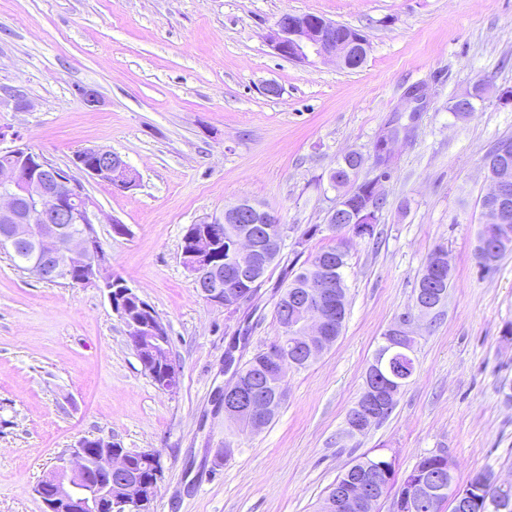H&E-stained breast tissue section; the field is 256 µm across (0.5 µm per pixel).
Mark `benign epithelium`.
<instances>
[{
  "label": "benign epithelium",
  "mask_w": 512,
  "mask_h": 512,
  "mask_svg": "<svg viewBox=\"0 0 512 512\" xmlns=\"http://www.w3.org/2000/svg\"><path fill=\"white\" fill-rule=\"evenodd\" d=\"M276 53L289 60L310 63L315 59L351 68L361 64L368 51L366 36L356 30L336 40L335 24L314 14H284L269 35ZM388 136L375 161V175L364 182L363 201L350 213H342L344 206L336 204L329 212L327 226L336 232L349 233L356 238L368 236L378 223L375 203L383 200L380 186L390 178L394 156ZM75 167L86 175L107 182L118 190H130L138 185L139 176L117 153L99 148H87L74 157ZM364 163L357 151L347 152L339 170L355 175ZM489 189L482 203L485 223L494 225L496 244L504 247L512 243V141L503 139L495 146L494 154L484 162ZM53 171V182L45 178ZM0 223L11 224L18 237L37 241L40 250L55 259L52 273L74 286H93L106 294L112 309H117L112 288L118 283L106 273L108 256L94 225L99 223L95 203L82 183L73 179L61 167L51 164L41 153L20 143V136L0 127ZM230 234L235 255V271L229 273L226 284H221L214 273L212 251ZM281 245L280 221L272 212L250 200H240L224 208L217 220L205 222L194 237V248L182 252L183 263L196 287V293L208 303L235 310L252 296V288L265 276L275 261ZM316 274L309 277L302 289L285 298L280 311L288 318V333L294 352L281 351L284 342L265 350L264 365L252 386L240 381V365L227 356L225 369L232 370V379L224 387V419H244L250 430L260 431L267 426L281 405V395H264L262 388L282 384L286 370L299 363L316 360L334 343L329 330L333 316L332 273L335 265L321 257L315 261ZM437 309L434 299L417 297L405 321L389 330L388 349L374 359L367 370L363 395L353 415L354 431L369 430L373 422L390 410L394 391L386 374L389 359L396 355L410 356L404 336L410 333L415 319ZM148 320L130 316L124 320L129 342L136 354H160L152 348L157 344L167 350L168 330L151 309ZM98 471L109 477L108 486L97 490L89 481L90 473ZM448 478L423 480L415 495L397 503V512H411L422 502H430L435 493L446 492L455 504L456 512H486L512 501L503 497L488 504L483 498L485 486L492 485L502 492L512 490L509 484H499L493 477L464 486L455 483L453 467H448ZM55 494H36L46 512H143L153 500L157 483L147 484L128 470L125 457L112 450V441L98 438L88 444L82 438L71 457H61L54 471L45 478ZM379 497L368 482L345 488L336 498V512H375Z\"/></svg>",
  "instance_id": "obj_1"
}]
</instances>
